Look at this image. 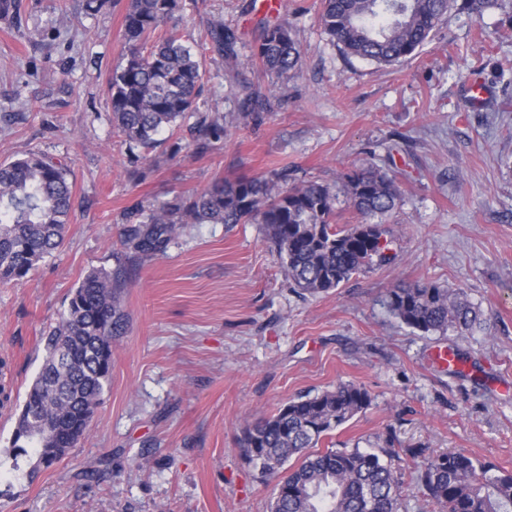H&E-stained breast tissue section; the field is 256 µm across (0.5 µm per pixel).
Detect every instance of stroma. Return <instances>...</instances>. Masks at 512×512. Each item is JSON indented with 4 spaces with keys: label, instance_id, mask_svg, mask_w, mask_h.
I'll return each mask as SVG.
<instances>
[{
    "label": "stroma",
    "instance_id": "35a3bbf8",
    "mask_svg": "<svg viewBox=\"0 0 512 512\" xmlns=\"http://www.w3.org/2000/svg\"><path fill=\"white\" fill-rule=\"evenodd\" d=\"M280 2L268 13L258 0H183L184 31L200 36L220 17L240 37L237 61L205 56L200 111L237 119L203 152L183 128L148 152L114 130L120 2L89 16L83 0H20V23L0 20V162L46 153L70 168L75 198L59 251L23 283L0 285V451L42 365L41 331L90 271L125 254L127 212L281 170L291 185L332 184L372 165L402 190L382 226L387 260L315 297L294 289L259 224L184 225L165 253L131 267L128 326L85 437L35 476L0 472V512H270L273 485L247 463L243 427L349 382L371 404L318 449L400 451L399 512L434 510L406 449L512 471V9L450 8L417 55L380 66L327 40L320 0ZM263 18L297 31L301 65L287 77L251 60ZM477 67L493 90L479 111L463 82ZM245 84L270 111L241 118ZM416 282L464 291L480 327L460 337L402 323L384 295ZM444 346L468 372L431 362ZM104 458L111 474L88 480Z\"/></svg>",
    "mask_w": 512,
    "mask_h": 512
}]
</instances>
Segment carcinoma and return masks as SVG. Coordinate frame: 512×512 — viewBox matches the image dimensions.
<instances>
[{
  "mask_svg": "<svg viewBox=\"0 0 512 512\" xmlns=\"http://www.w3.org/2000/svg\"><path fill=\"white\" fill-rule=\"evenodd\" d=\"M455 0H321L320 23L346 54L393 65L414 56ZM181 0H126L123 38L127 52L113 70L108 95L112 125L129 148L152 149L157 135L196 115L189 130L198 148L224 137L225 117L197 111L205 76L203 51L237 58V35L220 18L196 41L175 24ZM266 72L288 75L301 63L295 29L286 21L266 24L253 50ZM248 117L266 97L243 86ZM71 172L42 153L0 163V283L19 282L64 242L73 207ZM285 173L215 179L202 192L176 195L149 210L130 212L122 231L129 249L110 271L93 270L73 292L65 316L40 336L43 363L30 386L8 451L12 469L36 458L31 472L48 468L82 439L112 376V339L122 335V288L129 265L166 251L184 224L264 226L295 287L310 295L328 292L373 262L384 259L388 241L380 224L402 200L392 176L372 166L339 176L348 208L358 222L336 227L338 194L307 181L287 189ZM388 310L424 333L463 335L481 323V311L463 292L428 282L399 285L385 295ZM371 404L362 385L289 401L277 413L246 426L240 437L245 459L276 481L270 512H398L401 482L392 467L400 458L357 448L306 452ZM60 422L47 446L35 422ZM422 459L420 481L435 512H512V472L454 451ZM297 462L288 465L292 457Z\"/></svg>",
  "mask_w": 512,
  "mask_h": 512,
  "instance_id": "carcinoma-1",
  "label": "carcinoma"
}]
</instances>
